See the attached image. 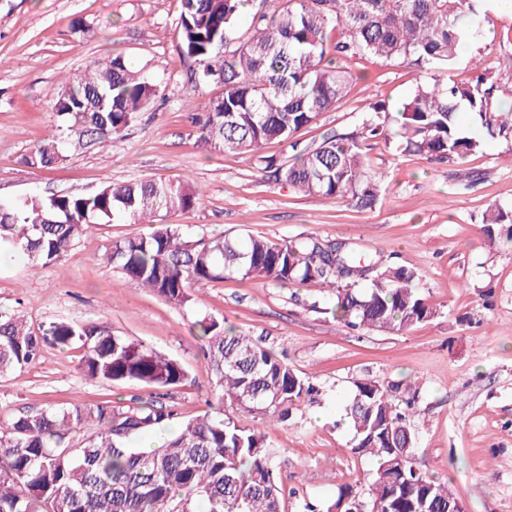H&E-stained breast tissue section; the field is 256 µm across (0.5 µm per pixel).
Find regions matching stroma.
I'll return each instance as SVG.
<instances>
[{
	"instance_id": "obj_1",
	"label": "stroma",
	"mask_w": 512,
	"mask_h": 512,
	"mask_svg": "<svg viewBox=\"0 0 512 512\" xmlns=\"http://www.w3.org/2000/svg\"><path fill=\"white\" fill-rule=\"evenodd\" d=\"M180 0H0V201L89 193L107 182L176 180L204 190L193 210L168 216L198 234L262 236L279 243L313 236L345 241L358 252L382 248L416 275L419 296L436 316L402 333L352 332L320 306L327 293L312 285L281 288L234 277L175 306L104 263L112 241L147 233L144 224H100L47 267L0 259V314L24 317L31 329L53 321L97 324L178 359L188 377L169 401L181 418L204 413L216 379L192 327L202 316L263 340L298 373L314 377L318 402L302 404L284 423L263 428L279 450L288 507L333 498L345 484L365 488L369 458L350 451L353 436L336 413V398L354 384L415 383V453L426 473L448 481L462 512H512V248L490 245L479 219L488 205L512 207V139L489 141L465 163H437L371 141L368 171L381 180L375 206L360 210L295 194L259 169L256 158L200 144L190 111V60L178 50ZM496 38L484 65L512 99V15L495 14ZM120 54L159 86L153 107L108 150L70 149L49 169L24 164L59 119L53 104L62 82L103 56ZM354 76L348 96L300 131L317 146L330 130L357 122L361 106L385 103L397 112L413 87L409 69L379 59L346 60ZM80 349L44 346L39 360L0 376V426L48 405L93 406L154 389L86 379Z\"/></svg>"
}]
</instances>
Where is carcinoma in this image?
I'll use <instances>...</instances> for the list:
<instances>
[{"label": "carcinoma", "instance_id": "1", "mask_svg": "<svg viewBox=\"0 0 512 512\" xmlns=\"http://www.w3.org/2000/svg\"><path fill=\"white\" fill-rule=\"evenodd\" d=\"M251 0H181L179 52L194 63L190 96L209 95L193 115L200 142L219 152L253 155L265 143L290 142L350 92L353 76L339 66L373 57L415 72L398 110L397 149L457 163L489 138H512V108L498 101V84L475 59L466 82L451 78L463 49L483 40L493 19L480 0H276L245 10ZM247 17L249 35L238 34ZM158 89L119 54L96 60L90 73L67 81L54 103L76 144L109 147ZM381 102L362 110L358 126L322 135L320 144L286 163L260 156V170L306 196L373 207L381 183L364 163L367 141L384 134ZM63 141L43 139L24 163L41 168L64 160ZM202 194L190 181L108 183L87 194L0 202V251L24 255L33 266L59 261L97 224H147L148 234L115 240L107 262L129 279L179 307L193 293L226 278H262L280 287L314 284L332 292L326 312L353 330L403 333L437 311L416 292L415 274L367 259L344 242L313 237L280 244L248 237L194 238L166 216L191 210ZM483 232L512 228V211L482 214ZM216 378L218 406L180 422L163 445L144 451L135 439L171 428L177 410L160 400L130 398L95 406H46L0 428V512H284L279 451L265 433L238 420L258 414L288 419L318 393L262 342L204 317L193 323ZM83 348L90 380L169 390L187 379L184 365L105 327L51 322L34 333L18 317L0 319V374L34 363L41 345ZM417 391L372 381L355 383L344 406L354 431L351 452L375 462L365 492L351 485L320 506L298 512H448L458 499L448 484L414 462L411 418Z\"/></svg>", "mask_w": 512, "mask_h": 512}]
</instances>
